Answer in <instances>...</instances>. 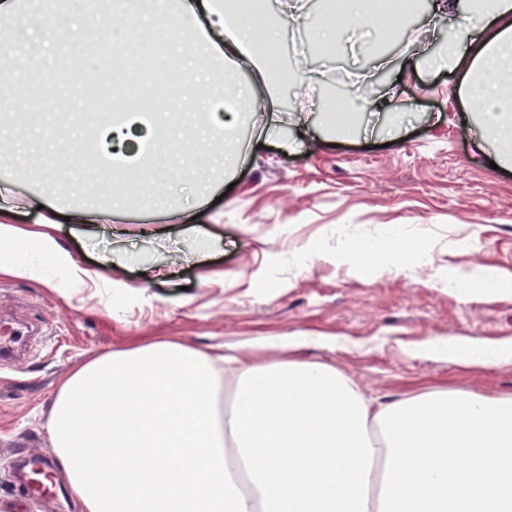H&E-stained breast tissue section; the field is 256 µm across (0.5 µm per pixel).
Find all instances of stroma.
Masks as SVG:
<instances>
[{
    "mask_svg": "<svg viewBox=\"0 0 512 512\" xmlns=\"http://www.w3.org/2000/svg\"><path fill=\"white\" fill-rule=\"evenodd\" d=\"M298 2L308 13L283 29L280 45L285 68H305L306 127L296 126L284 99L287 81L270 73L255 79L234 67L237 81L253 82L263 106L237 132L236 163L222 172L190 155L166 160L173 194L196 214L195 224L131 200L118 214L121 235L108 224L59 226L63 246L85 266L116 261L112 276L129 287L121 310H113L108 289L90 295L62 273L52 289L35 277H0V311L41 332L25 358L0 368V501L16 512L27 509L8 484L9 461L49 449L45 423L59 382L98 354L158 337L206 346L299 335L310 340L306 357L335 365L370 397L435 387L512 396V364L466 368L427 348L448 336L512 342V167H491L477 116L459 99L460 75L426 65L442 45L468 41L474 19L465 9L436 26L420 17L384 41L357 21L326 58L311 50L318 10ZM381 53L393 65L376 77L370 95L414 68L421 88L407 89L387 110L356 112L336 131L326 119V86L339 88L343 102H356L362 68ZM59 56L61 71L43 76L53 86L38 132L43 149L67 131L93 132L85 110H70L71 94L86 90L97 71L120 86L126 70L99 48H63ZM271 108L280 117L274 134L266 126ZM27 139L24 121L0 129V181H11L18 201L50 187L25 149ZM59 163L71 201L111 211V180L89 179L79 155L62 154ZM202 185L209 188L203 197ZM145 224L163 226L164 238L144 239ZM397 225L413 247L430 245V269L372 278L337 262L347 237L375 238ZM308 242L318 243L324 258L301 272L283 263L282 249ZM176 254L183 260L171 274L144 277L147 267ZM478 267L501 276L497 292L470 285L449 291V277ZM331 337L337 348L326 346Z\"/></svg>",
    "mask_w": 512,
    "mask_h": 512,
    "instance_id": "35a3bbf8",
    "label": "stroma"
}]
</instances>
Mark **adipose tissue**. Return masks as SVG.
Masks as SVG:
<instances>
[{
	"label": "adipose tissue",
	"instance_id": "obj_1",
	"mask_svg": "<svg viewBox=\"0 0 512 512\" xmlns=\"http://www.w3.org/2000/svg\"><path fill=\"white\" fill-rule=\"evenodd\" d=\"M61 0H0L13 64L54 70L48 45L98 40L105 21L143 38L152 19L181 61L173 111L230 98L209 117L221 164L238 156L233 131L247 124L244 85L218 72L245 56L252 27L224 0H101L65 11ZM481 21L469 43L447 44L432 70L460 73V99L482 103L480 134L500 165H512V0H474ZM55 216L35 244L13 224L0 194V276L25 278L33 253H48L87 288L101 274L74 259L53 230L93 223L91 207L30 208ZM301 336H277L202 350L155 339L101 353L69 372L50 405L46 430L81 512H512V397L432 389L386 400L365 397L331 363L300 357ZM463 346L466 367L512 363L511 345L470 338L429 341L444 353ZM288 466H281V459Z\"/></svg>",
	"mask_w": 512,
	"mask_h": 512
}]
</instances>
